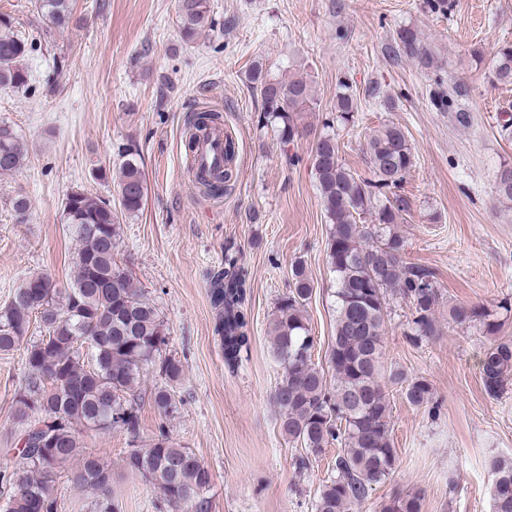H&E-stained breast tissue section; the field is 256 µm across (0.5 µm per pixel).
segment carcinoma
<instances>
[{"instance_id": "carcinoma-1", "label": "carcinoma", "mask_w": 512, "mask_h": 512, "mask_svg": "<svg viewBox=\"0 0 512 512\" xmlns=\"http://www.w3.org/2000/svg\"><path fill=\"white\" fill-rule=\"evenodd\" d=\"M48 29L63 30L72 19V0H38ZM180 29L192 40L212 23L210 0H178ZM12 18L0 13V88L28 87L31 74L24 60L37 37L10 33ZM395 52L423 70L437 68V58L421 31L404 26L396 33ZM492 77L512 84V43L495 51ZM261 97L258 123L274 129L283 144L299 136L301 113L314 102L302 78L270 79L257 69L251 76ZM467 89L455 83L434 91V105L454 113L457 124L471 123L463 107ZM336 118L324 122L326 132L315 143L312 172L332 225L326 257L336 278V319L329 370L314 361L317 345L304 314L313 292L304 264L294 262L288 294L278 302L271 322L270 353L282 368L273 401L281 429L317 456L332 443L340 445L336 475L322 484L315 512H352L375 487L386 483L397 466L391 439L390 392L411 405L433 403L430 382L401 370L385 372L382 335L389 295L409 308L407 340L417 346L438 335L436 309L440 293L432 271L405 261L406 241L397 230L412 210L397 193L414 165L407 134L393 122L373 131L367 155L371 177L356 176L339 156L334 121L348 123L357 111L350 85L342 80L336 95ZM220 124V116L200 111L193 131ZM27 146L15 128L0 122V175L19 170ZM235 143L224 141V170L195 175L206 193L224 189L233 177ZM117 193L122 214L134 217L146 197V178L137 150L118 155ZM496 194L512 201V164L496 175ZM65 221L78 243L70 281L61 288L47 273H33L13 289L0 306V353L25 345L26 376L14 398L13 418L21 425L19 464L0 480L10 493L0 512H61V478L75 490H90L87 512H120L111 494L112 469L83 451L85 431L118 429L137 435L145 377L159 378L151 401L161 419L177 411L176 388L184 365L166 355L168 328L158 307L146 299L133 277L115 260L119 221L112 204L88 191H70L64 201ZM214 310L213 331L224 363L234 369L249 350L246 313L247 271L235 244L224 246V258L208 274ZM38 324L39 336L29 334ZM448 323L476 326L487 337L480 358L485 392L498 398L512 384V340L499 337V313L479 303L448 308ZM491 512H512V460L491 462ZM124 469L156 492L167 512H212V474L190 449L176 445L164 426L148 448H131ZM381 512H421L417 492L397 493Z\"/></svg>"}]
</instances>
